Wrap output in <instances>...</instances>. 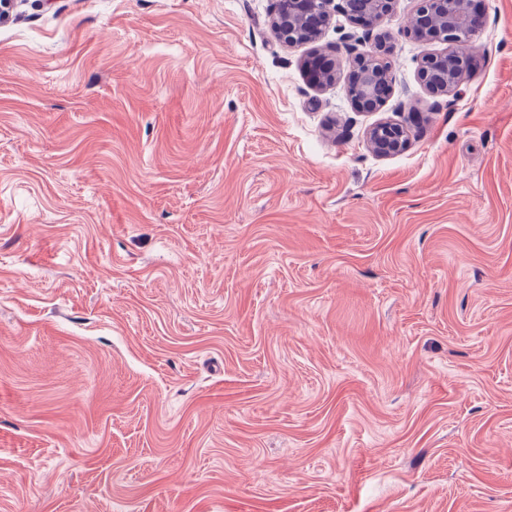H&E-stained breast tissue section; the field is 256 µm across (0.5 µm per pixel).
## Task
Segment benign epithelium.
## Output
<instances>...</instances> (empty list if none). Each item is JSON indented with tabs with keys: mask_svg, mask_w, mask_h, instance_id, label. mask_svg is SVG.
I'll use <instances>...</instances> for the list:
<instances>
[{
	"mask_svg": "<svg viewBox=\"0 0 512 512\" xmlns=\"http://www.w3.org/2000/svg\"><path fill=\"white\" fill-rule=\"evenodd\" d=\"M395 0H366L363 23L370 34L392 13ZM276 0L271 26L284 45L296 47L317 42L337 14H349V0H288V8H280ZM484 25V17L474 0H416V8L403 28V33L418 40L448 44L444 52L426 55L420 61L418 75L433 96H455L464 83L468 69L463 67V48L470 46ZM377 48L370 54H356L348 60L347 85L352 107L357 112H373L383 102L378 91L391 86L393 74L386 55L391 53L389 32L376 34ZM342 71L336 48L318 50L307 64L311 84L323 90L336 83ZM420 120L413 108L407 123L381 121L368 131L373 152L388 157L403 152L408 144V125Z\"/></svg>",
	"mask_w": 512,
	"mask_h": 512,
	"instance_id": "benign-epithelium-1",
	"label": "benign epithelium"
}]
</instances>
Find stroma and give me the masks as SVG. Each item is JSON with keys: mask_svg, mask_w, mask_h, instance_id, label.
<instances>
[{"mask_svg": "<svg viewBox=\"0 0 512 512\" xmlns=\"http://www.w3.org/2000/svg\"><path fill=\"white\" fill-rule=\"evenodd\" d=\"M274 3L0 20V512H512V0L370 113ZM342 71L341 60L336 55V47L317 50L307 64V74L311 84L323 90L336 83ZM420 120V112L412 108L405 124L393 121H381L368 131V140L373 152L381 157H388L403 152L408 144V125Z\"/></svg>", "mask_w": 512, "mask_h": 512, "instance_id": "obj_1", "label": "stroma"}]
</instances>
